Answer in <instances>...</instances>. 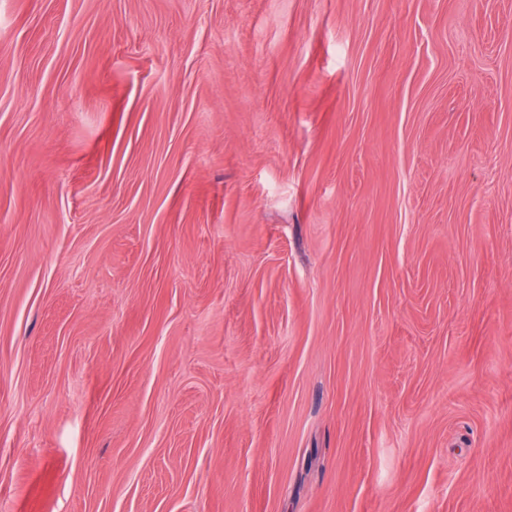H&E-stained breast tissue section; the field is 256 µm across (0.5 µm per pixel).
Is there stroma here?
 Returning <instances> with one entry per match:
<instances>
[{"mask_svg": "<svg viewBox=\"0 0 512 512\" xmlns=\"http://www.w3.org/2000/svg\"><path fill=\"white\" fill-rule=\"evenodd\" d=\"M0 512H512V0H0Z\"/></svg>", "mask_w": 512, "mask_h": 512, "instance_id": "obj_1", "label": "stroma"}]
</instances>
